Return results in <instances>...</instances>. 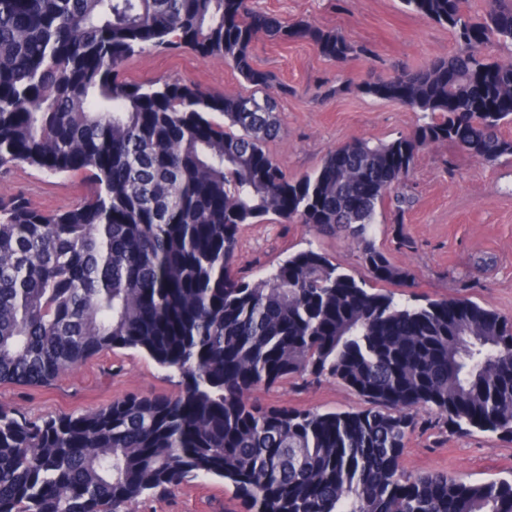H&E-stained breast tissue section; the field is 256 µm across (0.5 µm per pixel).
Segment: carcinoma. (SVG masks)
Returning <instances> with one entry per match:
<instances>
[{
    "label": "carcinoma",
    "instance_id": "cac0c4a2",
    "mask_svg": "<svg viewBox=\"0 0 512 512\" xmlns=\"http://www.w3.org/2000/svg\"><path fill=\"white\" fill-rule=\"evenodd\" d=\"M402 3L457 48L358 90L416 113L414 130L352 139L292 179L265 151L278 102L253 44L307 40L342 62L358 50L339 33L250 0H0V170L90 185L64 211L0 199V383L47 385L133 349L180 386L40 418L0 404V512H129L197 478L222 480L241 512H512L511 477L400 470L419 409L512 442V318L374 287L409 272L369 238L388 196L403 223L420 151L512 157V60L481 51L512 49V0ZM178 48L224 60L254 91L123 78L134 55ZM269 216L347 235L368 278L312 247L237 275L241 230ZM296 376L334 379L369 407L251 401Z\"/></svg>",
    "mask_w": 512,
    "mask_h": 512
}]
</instances>
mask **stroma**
<instances>
[{
    "label": "stroma",
    "mask_w": 512,
    "mask_h": 512,
    "mask_svg": "<svg viewBox=\"0 0 512 512\" xmlns=\"http://www.w3.org/2000/svg\"><path fill=\"white\" fill-rule=\"evenodd\" d=\"M256 8L288 22L304 20L344 35L369 56L336 63L308 42L259 38L253 64L268 72L267 91L279 103L282 130L267 152L288 177L318 168L326 154L355 138L388 142L410 134L414 112L361 94L364 78L387 77L394 68L419 66L455 47L447 28L405 10L400 0H253ZM130 81L179 79L203 89L247 94L251 88L220 59H202L187 49L147 51L123 68ZM414 197L403 223L393 221L391 203L377 210L373 241L410 280L393 285L395 293L430 299L469 298L512 317V157L488 164L460 149L439 144L420 152L409 181ZM79 178L50 176L27 165L0 170V196H25L41 210L68 208L86 193ZM315 247L356 278L366 270L346 235L323 237L301 224L275 217L247 226L236 271L257 279L289 255ZM178 390L177 377L144 354L124 349L62 374L42 387L0 385V403L30 416L89 410L130 393L167 394ZM264 405L348 412L365 401L331 379L309 382L290 378L271 390L253 392ZM405 473H448L471 481H489L512 473V442L472 431L460 434L446 424L417 430L402 450ZM237 503L222 481L198 478L174 494L136 505L134 512H236Z\"/></svg>",
    "instance_id": "1"
}]
</instances>
